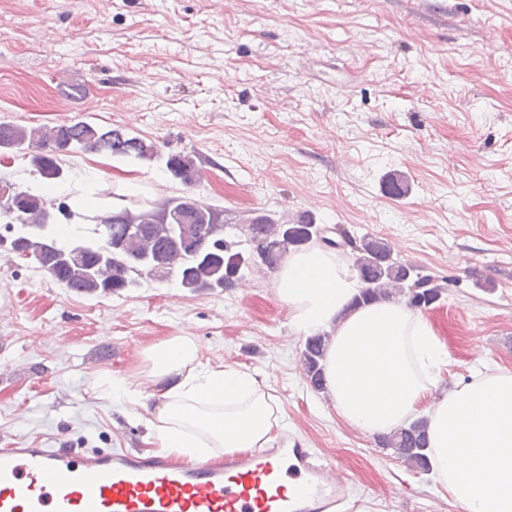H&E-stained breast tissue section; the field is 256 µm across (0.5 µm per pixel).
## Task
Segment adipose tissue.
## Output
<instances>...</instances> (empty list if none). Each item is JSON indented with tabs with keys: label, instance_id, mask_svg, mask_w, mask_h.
<instances>
[{
	"label": "adipose tissue",
	"instance_id": "ef3b65f1",
	"mask_svg": "<svg viewBox=\"0 0 512 512\" xmlns=\"http://www.w3.org/2000/svg\"><path fill=\"white\" fill-rule=\"evenodd\" d=\"M275 293L297 333L334 327L322 361L323 387L337 412L364 432L385 436L428 414L430 460L462 512H512V371L474 370L432 397L448 352L405 305L383 299L352 307L357 271L319 246L289 254ZM136 380L109 373L93 397L139 406L154 447L188 461L269 448L282 427L276 396L251 373L204 361L194 336L177 333L146 347ZM150 391H143L142 383Z\"/></svg>",
	"mask_w": 512,
	"mask_h": 512
}]
</instances>
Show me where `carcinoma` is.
<instances>
[{"instance_id": "1", "label": "carcinoma", "mask_w": 512, "mask_h": 512, "mask_svg": "<svg viewBox=\"0 0 512 512\" xmlns=\"http://www.w3.org/2000/svg\"><path fill=\"white\" fill-rule=\"evenodd\" d=\"M9 150L26 158L42 179H62L61 156L81 151L163 163V172L185 187L180 196L159 205L138 209L123 207L95 217L99 239L93 244L60 242L64 225L80 213L67 203L47 200L41 191L15 190L13 210L0 208V219L12 228L0 236V249L33 259L64 287L87 295L114 294L138 285L143 274L162 278L175 275L179 285L191 292L218 291L234 287L245 269L260 261L276 269L290 249L301 250L320 225L300 215L280 221L256 212L246 220L249 250L224 238V210L190 193L202 178L196 157L184 152L162 156L153 141H146L116 127L104 128L85 121L25 127L0 122V151ZM352 251L362 289L359 300L369 302L383 296L400 295L415 309L426 308L442 296L444 286L417 267L393 256L391 245L368 234L354 237L336 230ZM327 336L306 340L304 371L313 388L323 389L321 362ZM427 420L418 419L380 444L421 471H430L427 454Z\"/></svg>"}]
</instances>
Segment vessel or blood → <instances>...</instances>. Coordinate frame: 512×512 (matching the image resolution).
I'll return each instance as SVG.
<instances>
[{"mask_svg":"<svg viewBox=\"0 0 512 512\" xmlns=\"http://www.w3.org/2000/svg\"><path fill=\"white\" fill-rule=\"evenodd\" d=\"M348 485L299 435L191 466L126 449L0 448V512H342Z\"/></svg>","mask_w":512,"mask_h":512,"instance_id":"vessel-or-blood-1","label":"vessel or blood"}]
</instances>
